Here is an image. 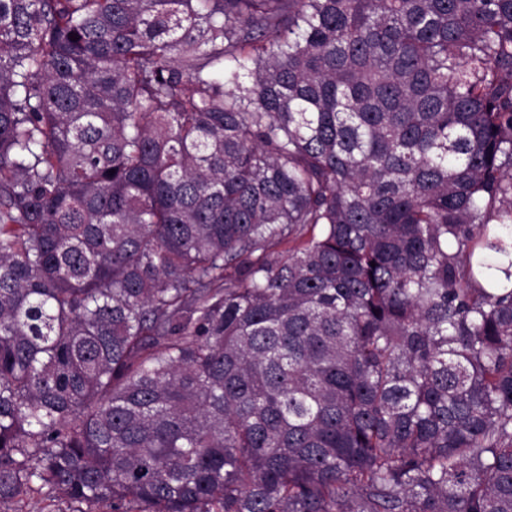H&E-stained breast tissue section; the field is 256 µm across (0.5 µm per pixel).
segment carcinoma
Segmentation results:
<instances>
[{
  "instance_id": "cac0c4a2",
  "label": "carcinoma",
  "mask_w": 512,
  "mask_h": 512,
  "mask_svg": "<svg viewBox=\"0 0 512 512\" xmlns=\"http://www.w3.org/2000/svg\"><path fill=\"white\" fill-rule=\"evenodd\" d=\"M36 495L512 512V0H0Z\"/></svg>"
}]
</instances>
